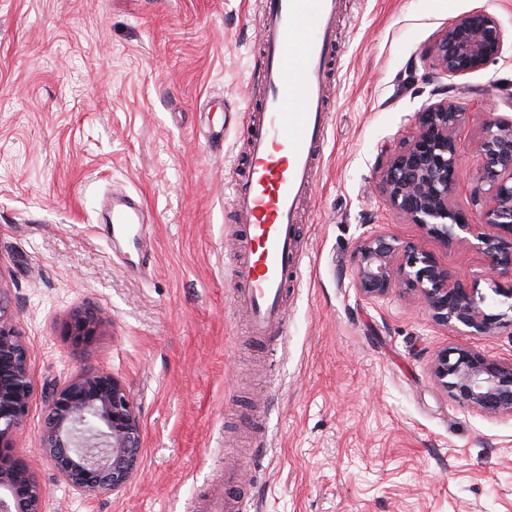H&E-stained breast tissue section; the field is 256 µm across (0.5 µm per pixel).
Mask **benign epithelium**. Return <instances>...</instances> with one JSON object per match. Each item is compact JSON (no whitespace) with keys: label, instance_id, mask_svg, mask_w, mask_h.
Listing matches in <instances>:
<instances>
[{"label":"benign epithelium","instance_id":"obj_1","mask_svg":"<svg viewBox=\"0 0 512 512\" xmlns=\"http://www.w3.org/2000/svg\"><path fill=\"white\" fill-rule=\"evenodd\" d=\"M499 20L475 11L452 23L429 56L449 77L483 68L501 56ZM467 108L443 99L417 113L406 148L378 176V188L408 224L446 241L472 243L489 260L494 292L512 300V119L484 115L480 144L484 165L472 190L489 203L473 220L454 203ZM357 281L368 296L395 288L416 291L438 324L489 333L512 319L488 311L487 296L461 275L450 276L415 245L401 246L374 234L356 247ZM83 308L66 328L76 347L87 344L104 322ZM436 384L455 402L489 416H512V359L505 361L464 346L446 347L432 364ZM34 388L29 354L8 300L0 290V512H45L46 487L34 467L12 454L13 438L28 417ZM141 424L124 383L107 370L81 373L48 393L42 435L44 457L59 478L84 495L123 490L137 471Z\"/></svg>","mask_w":512,"mask_h":512}]
</instances>
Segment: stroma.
<instances>
[{"instance_id": "1", "label": "stroma", "mask_w": 512, "mask_h": 512, "mask_svg": "<svg viewBox=\"0 0 512 512\" xmlns=\"http://www.w3.org/2000/svg\"><path fill=\"white\" fill-rule=\"evenodd\" d=\"M494 15L502 55L449 77L424 61L448 26ZM258 0H0V288L35 392L13 454L46 512H191L239 457L245 512H512V416L459 405L431 363L461 345L512 358V327L436 324L415 293L372 298L354 249L387 233L490 294L486 257L406 223L379 169L441 98L475 109L458 206L482 168V116L512 117V0H346L327 141L288 288L287 333L251 341L235 308L232 181L260 63ZM143 197L149 250L113 241L103 201ZM108 316L73 346L71 313ZM112 372L141 422L127 487L84 497L42 460L45 395Z\"/></svg>"}]
</instances>
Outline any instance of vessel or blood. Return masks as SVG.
I'll return each instance as SVG.
<instances>
[{
    "mask_svg": "<svg viewBox=\"0 0 512 512\" xmlns=\"http://www.w3.org/2000/svg\"><path fill=\"white\" fill-rule=\"evenodd\" d=\"M341 7L342 0H260V109L246 116L247 169L232 184L244 257L235 303L249 336L260 341L283 335L284 291L304 257L299 208L327 139L332 107L325 80ZM144 210L142 201L113 198L112 221L144 223ZM238 478L237 470H226L223 491L211 495L203 512H242L233 492Z\"/></svg>",
    "mask_w": 512,
    "mask_h": 512,
    "instance_id": "b4317fda",
    "label": "vessel or blood"
}]
</instances>
